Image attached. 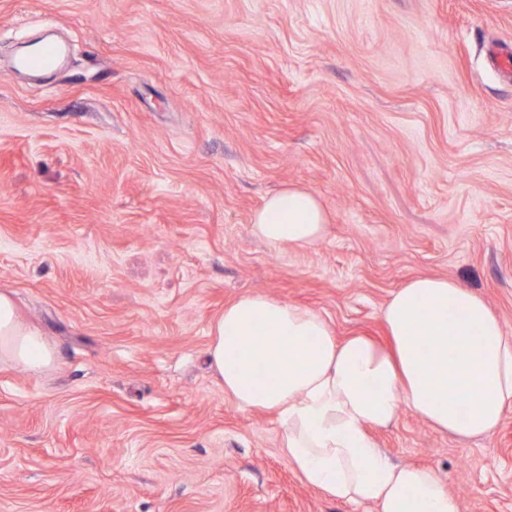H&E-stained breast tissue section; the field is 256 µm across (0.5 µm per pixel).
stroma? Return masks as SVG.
<instances>
[{"mask_svg": "<svg viewBox=\"0 0 512 512\" xmlns=\"http://www.w3.org/2000/svg\"><path fill=\"white\" fill-rule=\"evenodd\" d=\"M67 64L10 72L48 26ZM512 0H0V291L57 352L0 364V512H352L239 410L208 329L250 292L383 339L422 274L512 332ZM287 185L326 236L255 240ZM377 439L462 512H512V411L460 441L408 408Z\"/></svg>", "mask_w": 512, "mask_h": 512, "instance_id": "35a3bbf8", "label": "stroma"}]
</instances>
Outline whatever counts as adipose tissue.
<instances>
[{
	"label": "adipose tissue",
	"mask_w": 512,
	"mask_h": 512,
	"mask_svg": "<svg viewBox=\"0 0 512 512\" xmlns=\"http://www.w3.org/2000/svg\"><path fill=\"white\" fill-rule=\"evenodd\" d=\"M327 224L318 198L289 186L252 214L250 233L300 248L321 241ZM382 323L386 344L361 334L341 340L321 315L253 293L212 321L206 355L240 410L278 417L280 446L307 487L376 512H460L433 469L391 463L373 433L406 407L463 440L490 434L512 409V332L482 296L436 275L399 287ZM55 361L53 346L0 292V363L38 375ZM452 379L473 389L468 414L448 399Z\"/></svg>",
	"instance_id": "obj_1"
}]
</instances>
